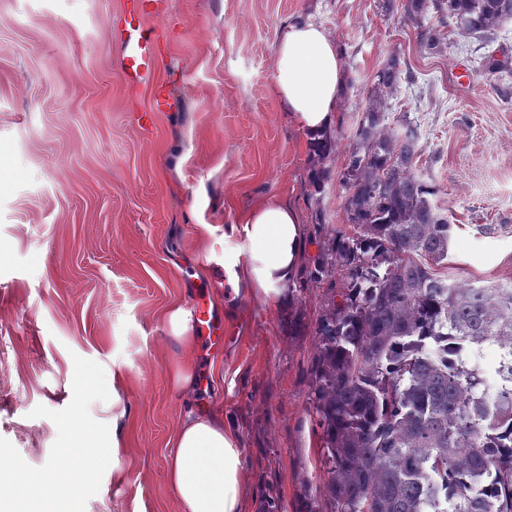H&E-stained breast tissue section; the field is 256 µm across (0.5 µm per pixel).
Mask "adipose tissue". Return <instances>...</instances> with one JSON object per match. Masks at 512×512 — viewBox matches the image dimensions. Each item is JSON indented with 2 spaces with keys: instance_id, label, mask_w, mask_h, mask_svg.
<instances>
[{
  "instance_id": "obj_1",
  "label": "adipose tissue",
  "mask_w": 512,
  "mask_h": 512,
  "mask_svg": "<svg viewBox=\"0 0 512 512\" xmlns=\"http://www.w3.org/2000/svg\"><path fill=\"white\" fill-rule=\"evenodd\" d=\"M275 92L292 122L309 141L321 140L336 122L343 74L336 44L311 22L291 24L276 47ZM242 230L254 247L241 270L243 283L269 293L291 281L304 256L305 241L298 216L287 203L272 198L244 218ZM247 450L236 424L215 413H188L168 459V480L181 512H247L244 464ZM73 474L53 468L20 476L15 467L0 470L9 494L0 512H30L38 499L40 512H54Z\"/></svg>"
}]
</instances>
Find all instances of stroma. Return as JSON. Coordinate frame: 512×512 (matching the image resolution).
Returning <instances> with one entry per match:
<instances>
[{
  "label": "stroma",
  "mask_w": 512,
  "mask_h": 512,
  "mask_svg": "<svg viewBox=\"0 0 512 512\" xmlns=\"http://www.w3.org/2000/svg\"><path fill=\"white\" fill-rule=\"evenodd\" d=\"M403 0H163L153 79L121 76L127 0H0V458L74 468L72 512H180L166 460L187 409L231 414L248 450L249 512H327L313 407L316 326L346 278L313 272L348 230L349 138L374 73L411 71L391 123H419L418 172L455 229L452 274L512 284V94L456 50L429 54ZM333 38L344 90L329 159L275 93V50L296 20ZM167 111L144 120L155 92ZM330 178L324 192L313 170ZM288 202L306 255L270 294L225 303L250 245L243 216ZM490 234H483V227ZM209 295L223 350L169 334L174 306ZM206 375L182 399L175 377ZM115 451L94 470L65 445Z\"/></svg>",
  "instance_id": "1"
}]
</instances>
